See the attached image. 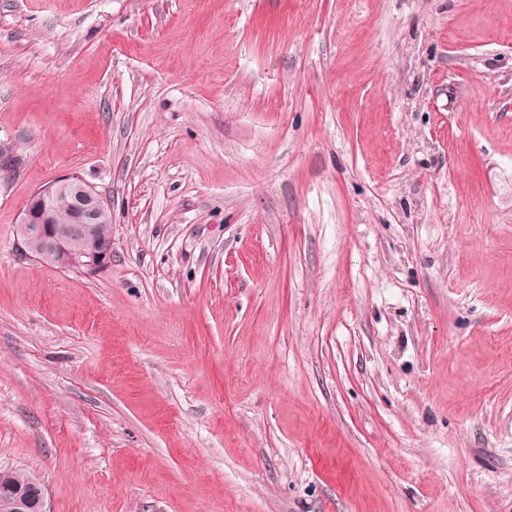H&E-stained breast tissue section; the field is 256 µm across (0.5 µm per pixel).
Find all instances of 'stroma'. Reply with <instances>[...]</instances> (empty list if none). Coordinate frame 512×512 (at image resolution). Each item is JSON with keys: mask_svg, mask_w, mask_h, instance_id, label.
Segmentation results:
<instances>
[{"mask_svg": "<svg viewBox=\"0 0 512 512\" xmlns=\"http://www.w3.org/2000/svg\"><path fill=\"white\" fill-rule=\"evenodd\" d=\"M1 157L48 512H512V0H0ZM69 175L93 279L15 233ZM63 195L71 199L77 214L74 224H68L71 213ZM111 208L92 186L76 175L66 176L47 188L35 191L22 209L16 236L24 250L33 251L58 269L85 278H93L112 264ZM110 217V218H109ZM108 219V220H107ZM107 220L105 223L104 221ZM104 223V224H103ZM75 248L72 247V242ZM82 247V248H81Z\"/></svg>", "mask_w": 512, "mask_h": 512, "instance_id": "stroma-1", "label": "stroma"}]
</instances>
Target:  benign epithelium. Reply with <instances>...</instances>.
Here are the masks:
<instances>
[{
  "instance_id": "benign-epithelium-1",
  "label": "benign epithelium",
  "mask_w": 512,
  "mask_h": 512,
  "mask_svg": "<svg viewBox=\"0 0 512 512\" xmlns=\"http://www.w3.org/2000/svg\"><path fill=\"white\" fill-rule=\"evenodd\" d=\"M63 195L71 199L77 214L72 224L55 220L52 202ZM111 216V208L92 186L76 175L60 179L35 191L22 209L16 227L21 247L33 251L58 269L93 278L112 264V239L99 233L100 224ZM80 240L76 250L72 242ZM0 509L3 512H49L44 491L37 487H17L7 470H0Z\"/></svg>"
}]
</instances>
